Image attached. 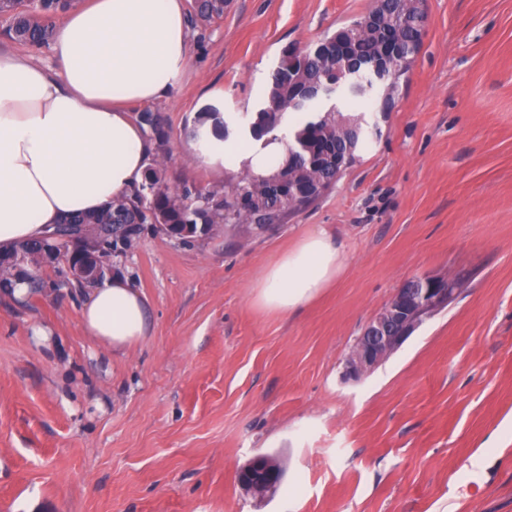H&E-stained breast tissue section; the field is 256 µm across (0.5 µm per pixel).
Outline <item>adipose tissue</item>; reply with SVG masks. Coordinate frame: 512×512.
I'll list each match as a JSON object with an SVG mask.
<instances>
[{"instance_id": "ef3b65f1", "label": "adipose tissue", "mask_w": 512, "mask_h": 512, "mask_svg": "<svg viewBox=\"0 0 512 512\" xmlns=\"http://www.w3.org/2000/svg\"><path fill=\"white\" fill-rule=\"evenodd\" d=\"M52 65L0 51V248L40 238L64 218L96 212L141 184L152 146L131 104L166 98L190 59L184 0H90L67 14ZM203 115L186 147L216 173L274 175L286 145L238 148L237 130L215 141ZM343 270L326 230L280 254L256 282L257 301L292 313ZM79 320L88 336L122 350L144 336L149 310L122 276L90 289Z\"/></svg>"}]
</instances>
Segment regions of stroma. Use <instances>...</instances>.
Returning <instances> with one entry per match:
<instances>
[{"mask_svg": "<svg viewBox=\"0 0 512 512\" xmlns=\"http://www.w3.org/2000/svg\"><path fill=\"white\" fill-rule=\"evenodd\" d=\"M372 2L226 0L155 104L171 176L219 183L182 139L207 93L226 120L254 110L286 48ZM426 10L380 138L318 204L188 244L147 228L115 258L150 306L130 348L92 341L53 269L26 300L0 291V512H512V0ZM321 227L344 274L291 315L257 305L265 265ZM423 274L464 286L344 381L363 327ZM263 454L285 477L256 499L236 475Z\"/></svg>", "mask_w": 512, "mask_h": 512, "instance_id": "stroma-1", "label": "stroma"}]
</instances>
